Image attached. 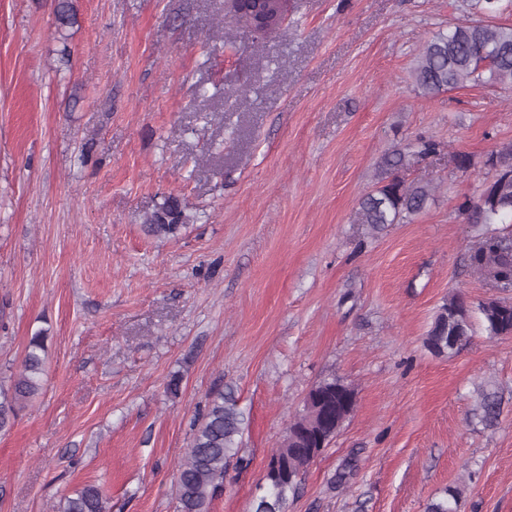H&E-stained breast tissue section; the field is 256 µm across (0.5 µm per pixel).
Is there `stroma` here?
Masks as SVG:
<instances>
[{
	"mask_svg": "<svg viewBox=\"0 0 512 512\" xmlns=\"http://www.w3.org/2000/svg\"><path fill=\"white\" fill-rule=\"evenodd\" d=\"M73 4L60 29L54 0H0V382L49 332L43 392L0 432V512L88 483L112 512H176L192 422L228 389L246 463L210 512H252L332 377L355 407L288 512H424L451 486L461 512H512V336L477 322L457 352L424 345L443 298L495 295L466 265L485 227L461 205L512 142V87L425 95L412 77L466 0H288L265 37L227 0ZM418 136L440 148L404 176L433 199L368 235L360 198ZM170 194L190 220L160 241L144 218Z\"/></svg>",
	"mask_w": 512,
	"mask_h": 512,
	"instance_id": "35a3bbf8",
	"label": "stroma"
}]
</instances>
